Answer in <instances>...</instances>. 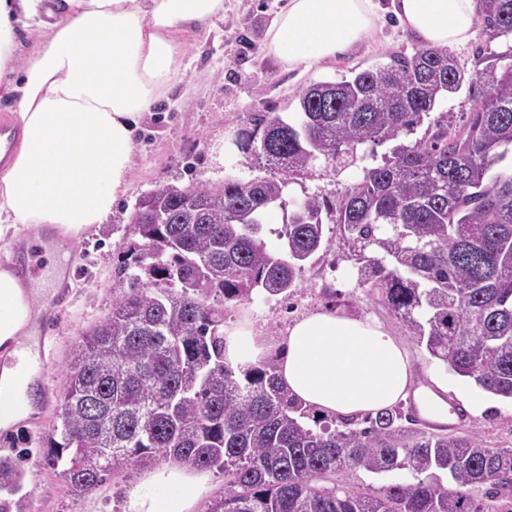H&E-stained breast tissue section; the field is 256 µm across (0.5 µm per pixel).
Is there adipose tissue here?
<instances>
[{"mask_svg": "<svg viewBox=\"0 0 512 512\" xmlns=\"http://www.w3.org/2000/svg\"><path fill=\"white\" fill-rule=\"evenodd\" d=\"M65 17L45 27L43 0H0V77L13 94L21 129L0 168V238L16 225L76 235L103 223L127 193L144 112L166 98L180 72L182 33L222 16L224 0H64ZM477 0H391L405 31L425 45L466 42ZM376 0H288L267 34L288 67H311L350 50L376 30ZM36 36L16 65L18 25ZM37 314L17 277L0 269V345L30 332ZM232 365L276 357L289 394L320 414L348 417L413 397L420 413L448 420L444 397L412 384L408 351L370 317L314 311L280 343L246 321L225 327ZM34 378L0 367V430L32 411ZM207 474L169 461L146 470L124 512H194Z\"/></svg>", "mask_w": 512, "mask_h": 512, "instance_id": "adipose-tissue-1", "label": "adipose tissue"}]
</instances>
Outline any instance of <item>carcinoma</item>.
Masks as SVG:
<instances>
[{"label": "carcinoma", "mask_w": 512, "mask_h": 512, "mask_svg": "<svg viewBox=\"0 0 512 512\" xmlns=\"http://www.w3.org/2000/svg\"><path fill=\"white\" fill-rule=\"evenodd\" d=\"M489 41L512 33V0H481ZM462 129L442 118L411 145L399 142L465 83ZM299 119L274 115L240 134L241 148L277 172L149 193L134 211L132 244L112 287V312L82 334L69 362L58 422L42 464L79 494L136 464L173 460L224 472L210 512H512V449L480 435L427 433L391 407L315 430L309 413L265 359L245 369L224 358V309L209 303L295 291L305 262L340 230L357 283L380 297L409 336L453 374L512 400V47L472 71L428 45L297 95ZM393 144L377 165L375 148ZM329 175L360 169L332 201L310 195L262 239L268 211L285 207L314 162ZM362 469L405 471L378 488L319 481ZM455 484L445 488L438 473ZM24 472L0 459V512H22Z\"/></svg>", "instance_id": "cac0c4a2"}]
</instances>
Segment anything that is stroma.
Returning a JSON list of instances; mask_svg holds the SVG:
<instances>
[{
	"label": "stroma",
	"mask_w": 512,
	"mask_h": 512,
	"mask_svg": "<svg viewBox=\"0 0 512 512\" xmlns=\"http://www.w3.org/2000/svg\"><path fill=\"white\" fill-rule=\"evenodd\" d=\"M287 0H224L223 17L184 33L180 80L140 125L132 156L129 190L109 220L70 237L65 248L74 262L69 298L53 304L49 289L33 296L43 306L51 338L46 355L53 362L49 383L62 393L68 364L82 331L108 316L112 286L123 253L133 242L131 216L138 200L161 186L185 188L224 179L270 176L253 150L233 144L235 135L253 130L262 118L287 117L298 92L313 81H337L351 71L389 63L408 54L415 41L396 20H387L348 53L311 69L281 66L267 49V31ZM224 321L249 317L273 341H281L291 322L315 310L330 309L381 322L409 352L413 385L438 381L456 418L455 431L477 430L490 448H512V402L482 392L450 373L425 347L417 345L377 294L356 285V269L340 231L325 227L322 249L306 263L299 286L285 300L253 294L248 301L223 305ZM58 404L37 396L33 412L10 431H0V457L25 473L27 512H123L136 489L141 468L117 472L95 492L74 495L59 474L41 464L43 440L56 421Z\"/></svg>",
	"instance_id": "stroma-1"
}]
</instances>
